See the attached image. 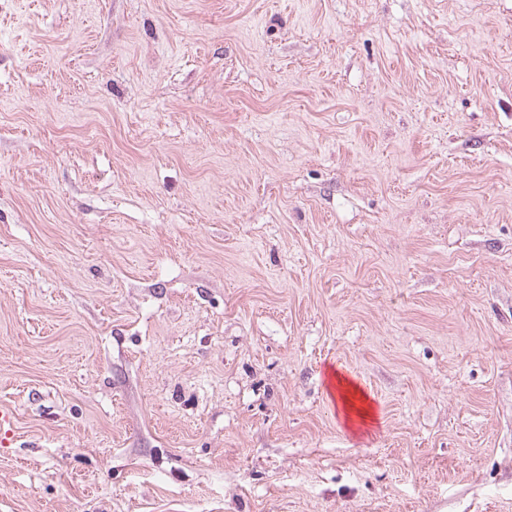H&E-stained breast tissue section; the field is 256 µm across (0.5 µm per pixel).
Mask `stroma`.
<instances>
[{"instance_id": "obj_1", "label": "stroma", "mask_w": 512, "mask_h": 512, "mask_svg": "<svg viewBox=\"0 0 512 512\" xmlns=\"http://www.w3.org/2000/svg\"><path fill=\"white\" fill-rule=\"evenodd\" d=\"M1 411L0 512H512V0H0ZM327 384L328 388L336 402H340L342 406L344 424L346 428L352 430L355 426V418L358 417L362 424H366L368 420H374V412L371 401L368 396L363 392L358 384L350 380L348 377L329 369L327 371ZM356 396L364 405L362 411H358L352 405L349 396Z\"/></svg>"}]
</instances>
